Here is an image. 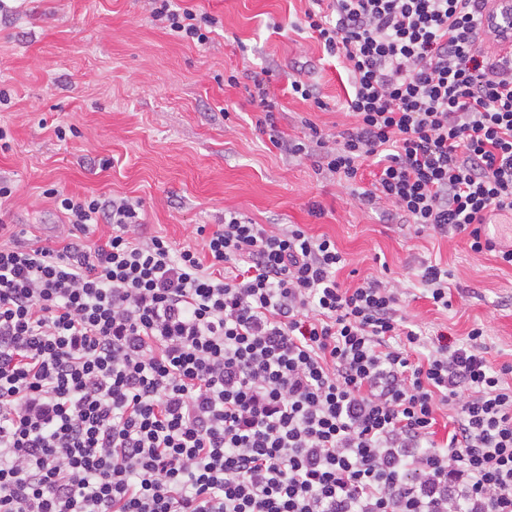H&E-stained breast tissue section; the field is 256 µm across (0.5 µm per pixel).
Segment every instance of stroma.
I'll list each match as a JSON object with an SVG mask.
<instances>
[{
    "label": "stroma",
    "mask_w": 512,
    "mask_h": 512,
    "mask_svg": "<svg viewBox=\"0 0 512 512\" xmlns=\"http://www.w3.org/2000/svg\"><path fill=\"white\" fill-rule=\"evenodd\" d=\"M188 4L221 21L206 44L168 34L147 0H19L0 17V127L9 131L0 178L12 188L0 219L29 225L28 242L58 241L69 231L49 195L58 189L139 199L147 232L178 247L228 211L299 224L335 241L346 286L371 276L398 283L410 320L458 339L482 327L488 359L512 363V267L473 255L464 235H418L359 206L314 158L288 155L256 129L246 88L264 70L288 137L304 139L307 119L328 134L346 121L335 60L292 28L305 0ZM233 70L239 83L230 86ZM295 79L315 84L325 109L293 96ZM425 261L452 274L448 310L423 296L415 273Z\"/></svg>",
    "instance_id": "stroma-1"
}]
</instances>
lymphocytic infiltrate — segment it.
Listing matches in <instances>:
<instances>
[{"instance_id": "f902f5d3", "label": "lymphocytic infiltrate", "mask_w": 512, "mask_h": 512, "mask_svg": "<svg viewBox=\"0 0 512 512\" xmlns=\"http://www.w3.org/2000/svg\"><path fill=\"white\" fill-rule=\"evenodd\" d=\"M149 2L208 42L213 16ZM307 2L295 28L345 73L352 123L285 138L257 77V128L512 266L489 231L512 217V52L488 0ZM53 196L61 246L0 244V512H512V363L482 328L424 335L401 288L344 286L335 241L298 224L230 211L177 249L139 201Z\"/></svg>"}]
</instances>
